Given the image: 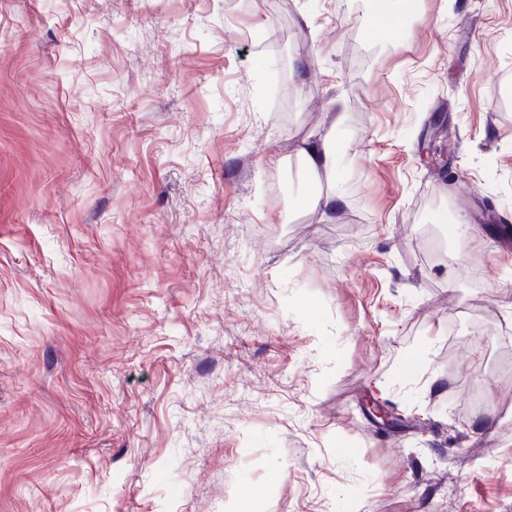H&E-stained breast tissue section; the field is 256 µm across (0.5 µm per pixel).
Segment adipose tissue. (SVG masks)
I'll return each mask as SVG.
<instances>
[{"mask_svg": "<svg viewBox=\"0 0 512 512\" xmlns=\"http://www.w3.org/2000/svg\"><path fill=\"white\" fill-rule=\"evenodd\" d=\"M298 153L306 171L315 178L325 177L328 183L326 190L309 195L311 209L325 218L334 215L343 203L344 196L336 183L337 154L333 141L327 136L304 141Z\"/></svg>", "mask_w": 512, "mask_h": 512, "instance_id": "1", "label": "adipose tissue"}]
</instances>
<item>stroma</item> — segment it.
Instances as JSON below:
<instances>
[{"label":"stroma","mask_w":512,"mask_h":512,"mask_svg":"<svg viewBox=\"0 0 512 512\" xmlns=\"http://www.w3.org/2000/svg\"><path fill=\"white\" fill-rule=\"evenodd\" d=\"M382 2L0 0V512H512V0ZM306 171L316 180L324 175L328 187L309 195L312 210L320 211L322 218L329 219L336 214L344 201L343 193L336 184L337 154L333 141L329 136H322L304 141L298 149Z\"/></svg>","instance_id":"35a3bbf8"}]
</instances>
